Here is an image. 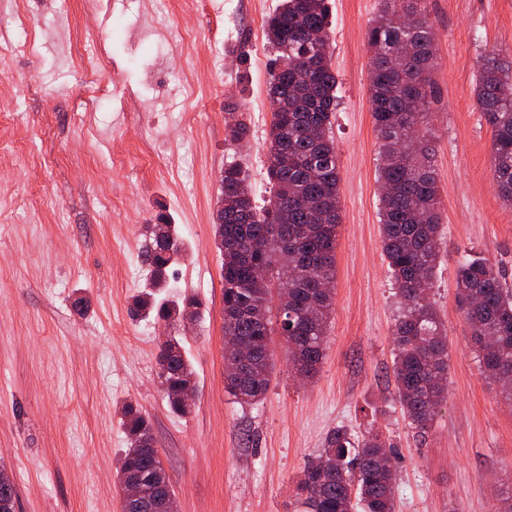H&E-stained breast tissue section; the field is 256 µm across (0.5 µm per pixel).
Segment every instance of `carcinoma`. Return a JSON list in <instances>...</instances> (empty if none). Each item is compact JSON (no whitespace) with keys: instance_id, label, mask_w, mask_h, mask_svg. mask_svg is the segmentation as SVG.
Segmentation results:
<instances>
[{"instance_id":"carcinoma-1","label":"carcinoma","mask_w":512,"mask_h":512,"mask_svg":"<svg viewBox=\"0 0 512 512\" xmlns=\"http://www.w3.org/2000/svg\"><path fill=\"white\" fill-rule=\"evenodd\" d=\"M328 18V0H281L265 21L266 39L276 50L270 83L268 205H255L238 164L224 165V209L214 231L216 248L227 259L224 340L245 338L253 347L248 362L224 378L225 391L237 403L260 402L274 369L269 349L272 292L256 269L265 268L279 283L281 330L295 373L313 378L324 357L334 297L332 289L320 284L335 278L340 224L338 162L329 135L338 81L330 63ZM367 43L380 141L382 248L400 303L393 338L396 396L409 426L423 433L446 398L445 384H436V379L448 373L447 334L431 304L440 257V216L427 127L435 38L425 0H382ZM402 45L408 54L393 70L388 57ZM311 64L318 71L314 79L308 72ZM475 95L493 132V186L504 203L512 205V68L493 50L482 57ZM282 102L288 111L275 109ZM225 110L230 142L247 140L250 126L243 113L233 104ZM146 228L145 261L152 282L135 297V314L171 323L182 319L188 305L201 313L203 303L193 295L162 297L171 287L168 269L184 252L177 228L162 216ZM456 279L482 372L503 382L512 375V295L490 260L477 253L464 256ZM158 369L169 408L187 413L190 404L183 390L196 384V373L177 339L160 344ZM123 415L128 448L117 468V482L123 488L142 478L154 490L148 501H123V512H168L173 495L169 478L158 452L144 451L153 440L149 419L132 403ZM387 458L379 435L361 440L336 428L319 457L300 473L295 512H394L396 475ZM16 500L13 481L0 469V512H15Z\"/></svg>"}]
</instances>
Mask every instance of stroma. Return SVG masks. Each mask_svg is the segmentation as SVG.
Listing matches in <instances>:
<instances>
[{
    "label": "stroma",
    "mask_w": 512,
    "mask_h": 512,
    "mask_svg": "<svg viewBox=\"0 0 512 512\" xmlns=\"http://www.w3.org/2000/svg\"><path fill=\"white\" fill-rule=\"evenodd\" d=\"M22 2L0 0V70L14 80L0 102V465L16 512H122L128 401L151 422L178 512H294L304 464L339 426L392 445L395 512H495L512 487V403L479 369L456 272L472 250L512 290V206L492 185V129L475 96L485 53L512 61V0L426 2L442 238L431 302L448 332V395L422 436L396 400L399 303L382 251L366 38L380 0H331L340 224L325 356L300 383L272 334L271 384L255 405L224 390L213 214L232 161L256 205L271 196L263 25L279 0H52L28 28ZM79 39L91 53H73ZM230 102L250 125L242 146L226 136ZM112 158L119 172L103 169ZM161 215L188 250L169 279L205 304L174 331L130 313L148 279L144 227ZM173 333L197 374L185 416L157 377Z\"/></svg>",
    "instance_id": "obj_1"
}]
</instances>
